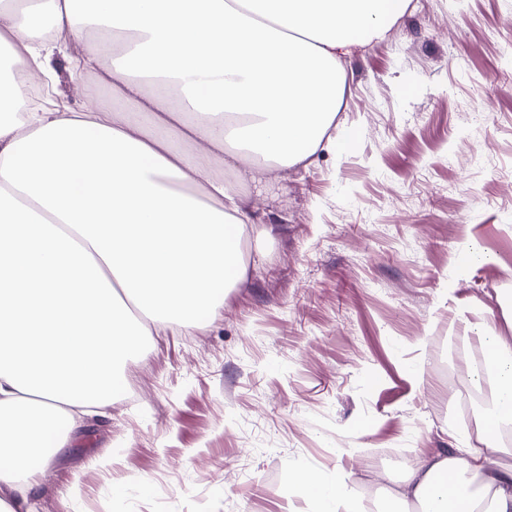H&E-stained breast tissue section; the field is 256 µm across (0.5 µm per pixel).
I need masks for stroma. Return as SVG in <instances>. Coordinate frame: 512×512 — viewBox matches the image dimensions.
Returning a JSON list of instances; mask_svg holds the SVG:
<instances>
[{
    "label": "stroma",
    "instance_id": "stroma-1",
    "mask_svg": "<svg viewBox=\"0 0 512 512\" xmlns=\"http://www.w3.org/2000/svg\"><path fill=\"white\" fill-rule=\"evenodd\" d=\"M344 65L349 151L243 185L273 227L242 241L246 278L127 362L140 401L83 419L36 512H309L301 472L395 512L406 462L489 443L512 468V441L468 432L456 378L457 341L512 344V0H411ZM469 239L488 262L459 265ZM381 448L403 462L374 470Z\"/></svg>",
    "mask_w": 512,
    "mask_h": 512
}]
</instances>
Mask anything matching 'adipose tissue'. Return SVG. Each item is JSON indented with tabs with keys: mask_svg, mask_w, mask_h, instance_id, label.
Segmentation results:
<instances>
[{
	"mask_svg": "<svg viewBox=\"0 0 512 512\" xmlns=\"http://www.w3.org/2000/svg\"><path fill=\"white\" fill-rule=\"evenodd\" d=\"M410 0H0V512H35L34 459L122 390L151 325L192 330L245 278L240 195L351 134L330 130L343 59ZM75 108L25 109L56 56ZM112 104L96 101L97 89ZM233 169L237 183L225 181ZM486 429L512 422V346L490 335ZM344 475H297L314 512H352ZM420 512H512V469L486 449L438 452L394 494Z\"/></svg>",
	"mask_w": 512,
	"mask_h": 512,
	"instance_id": "adipose-tissue-1",
	"label": "adipose tissue"
}]
</instances>
